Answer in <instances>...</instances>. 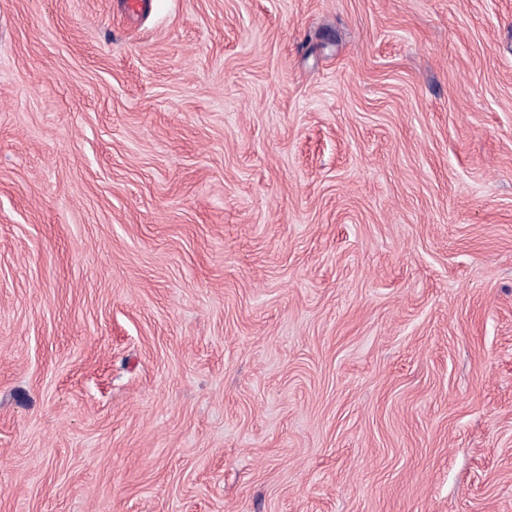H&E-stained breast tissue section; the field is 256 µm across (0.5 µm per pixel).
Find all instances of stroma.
Segmentation results:
<instances>
[{"mask_svg": "<svg viewBox=\"0 0 512 512\" xmlns=\"http://www.w3.org/2000/svg\"><path fill=\"white\" fill-rule=\"evenodd\" d=\"M0 0V512H512V0Z\"/></svg>", "mask_w": 512, "mask_h": 512, "instance_id": "35a3bbf8", "label": "stroma"}]
</instances>
